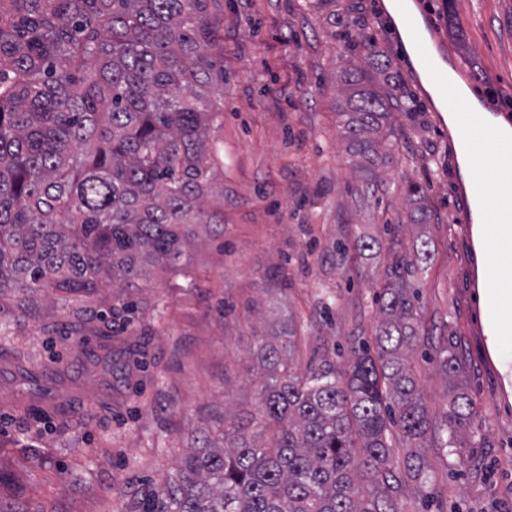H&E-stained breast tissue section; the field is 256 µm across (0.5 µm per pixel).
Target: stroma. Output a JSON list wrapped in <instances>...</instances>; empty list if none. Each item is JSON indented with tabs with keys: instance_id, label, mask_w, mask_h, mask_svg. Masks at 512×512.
Listing matches in <instances>:
<instances>
[{
	"instance_id": "1",
	"label": "stroma",
	"mask_w": 512,
	"mask_h": 512,
	"mask_svg": "<svg viewBox=\"0 0 512 512\" xmlns=\"http://www.w3.org/2000/svg\"><path fill=\"white\" fill-rule=\"evenodd\" d=\"M220 0L224 112L209 131L220 162L212 210L172 267L102 289L80 317L58 294L0 298V506L23 512H139L173 477L214 408L256 412L260 337L294 318V365H349L371 341L375 294L394 249L428 244L412 282L419 337L409 359L435 422L448 410L439 350L452 347L473 401L469 444L426 449L427 482L400 512H512V381L488 345L482 255L455 137L404 68L385 0ZM448 65L512 114V0H419ZM356 28L353 46L332 20ZM375 50H367L368 41ZM383 81L394 136L361 168L336 111L343 58ZM418 194H411V186ZM421 213L425 223L413 224ZM367 242L358 250L357 241ZM291 287L280 302L271 274Z\"/></svg>"
}]
</instances>
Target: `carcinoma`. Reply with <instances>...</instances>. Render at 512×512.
Here are the masks:
<instances>
[{"label":"carcinoma","mask_w":512,"mask_h":512,"mask_svg":"<svg viewBox=\"0 0 512 512\" xmlns=\"http://www.w3.org/2000/svg\"><path fill=\"white\" fill-rule=\"evenodd\" d=\"M217 0H0V296L91 295L180 259L197 224H222L205 199L224 111L205 90L224 84ZM338 114L356 154L387 158L391 112L374 76L348 61ZM404 254L377 295L375 347L350 365L291 371L294 327L259 341L256 415L206 428L143 512H398L428 470L436 435L407 352L417 340ZM448 379L452 446L473 407L455 352ZM399 434H394L393 427ZM405 455L398 461L392 440Z\"/></svg>","instance_id":"obj_1"}]
</instances>
